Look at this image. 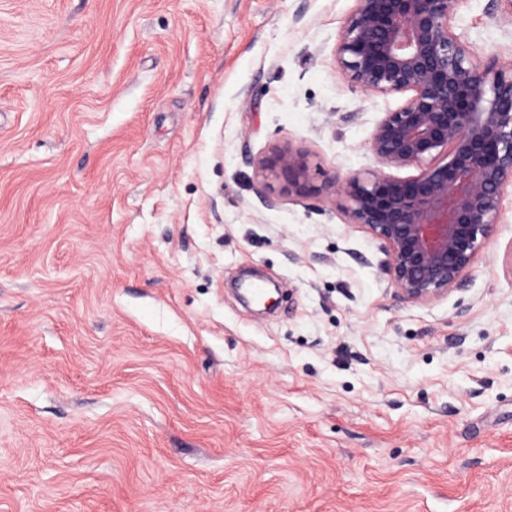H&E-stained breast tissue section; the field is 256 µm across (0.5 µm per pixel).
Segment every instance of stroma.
I'll use <instances>...</instances> for the list:
<instances>
[{"mask_svg": "<svg viewBox=\"0 0 512 512\" xmlns=\"http://www.w3.org/2000/svg\"><path fill=\"white\" fill-rule=\"evenodd\" d=\"M488 7L454 30L512 58ZM354 8L0 0V512H512V187L427 302L343 193L256 191L277 144L377 170Z\"/></svg>", "mask_w": 512, "mask_h": 512, "instance_id": "obj_1", "label": "stroma"}]
</instances>
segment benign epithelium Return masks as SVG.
<instances>
[{
  "instance_id": "1",
  "label": "benign epithelium",
  "mask_w": 512,
  "mask_h": 512,
  "mask_svg": "<svg viewBox=\"0 0 512 512\" xmlns=\"http://www.w3.org/2000/svg\"><path fill=\"white\" fill-rule=\"evenodd\" d=\"M336 46L351 87L405 94L375 125L379 170L346 180L343 212L382 244L398 295L426 302L463 289L512 185V60L477 61L455 34L457 0H355ZM258 194L311 197L308 154L276 146L253 160ZM417 167L398 178L386 170Z\"/></svg>"
}]
</instances>
